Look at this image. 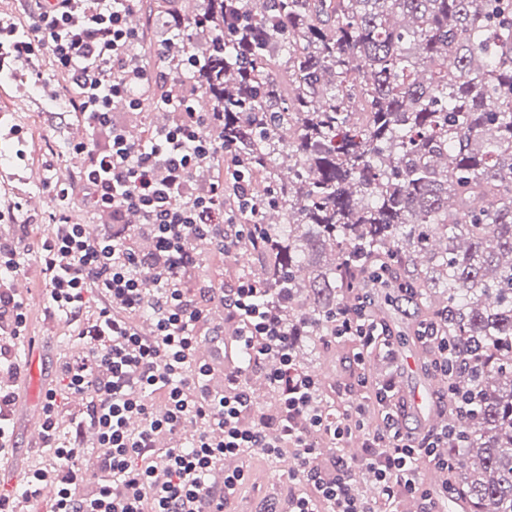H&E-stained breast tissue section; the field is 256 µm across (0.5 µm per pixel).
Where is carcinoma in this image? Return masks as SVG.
I'll list each match as a JSON object with an SVG mask.
<instances>
[{
	"mask_svg": "<svg viewBox=\"0 0 512 512\" xmlns=\"http://www.w3.org/2000/svg\"><path fill=\"white\" fill-rule=\"evenodd\" d=\"M159 0L161 66L224 113L215 135L261 187L260 277L304 328L295 356L333 341L351 284H386L448 327L477 367L448 377L478 404L448 449L467 512H512V0ZM239 28L224 35L226 14ZM203 40L201 63L178 54Z\"/></svg>",
	"mask_w": 512,
	"mask_h": 512,
	"instance_id": "cac0c4a2",
	"label": "carcinoma"
}]
</instances>
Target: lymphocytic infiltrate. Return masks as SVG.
Instances as JSON below:
<instances>
[{
  "instance_id": "obj_1",
  "label": "lymphocytic infiltrate",
  "mask_w": 512,
  "mask_h": 512,
  "mask_svg": "<svg viewBox=\"0 0 512 512\" xmlns=\"http://www.w3.org/2000/svg\"><path fill=\"white\" fill-rule=\"evenodd\" d=\"M140 2L56 0L50 8L37 2L24 25L0 21V65L47 56L73 114L101 139L94 146L71 145L80 160L73 183H48L65 207L39 252L48 309L65 312L84 347L60 364L59 381L90 399L62 434L56 393L48 391L44 443L56 462L30 471L18 494H1L0 512L39 501L49 485L55 489L51 512H227L250 481L246 460L258 451L294 459L284 512H400L407 499L417 502L418 512H440V495L422 486L418 463L450 468L437 451L456 446L460 433L444 423L419 439L404 432L396 344L365 310L336 313L334 332L355 341L361 367L360 378L343 388L352 402L337 410L322 400V381L299 365L298 331L283 322L280 302L267 299L254 274L232 277L222 295L224 318L235 348L263 372L274 397L271 412L255 413L241 367L227 368L218 387L214 366L196 358L203 332L217 337L221 331L206 326L189 240L246 245L250 222L238 206L254 196L242 177L234 194L220 178L194 183V173L218 150L210 135L218 115L197 109L193 88L172 99V123L149 128L137 142L126 138L114 117L117 108L139 110L165 76L142 62L137 48L143 35L127 24ZM79 189L90 211L111 213L117 231L94 236L70 219L66 206ZM133 219L154 240L153 266H145L135 248L127 229ZM23 264L15 246L0 244V365L6 367L12 347L27 335L28 312L4 282ZM147 272L157 291L142 287ZM91 290L102 298L93 312L85 300ZM418 338L432 354L431 372L469 367V359L449 360V337L436 324H423ZM156 401L163 414H154ZM373 405L380 419L369 428L364 418ZM133 416L141 421L135 429L126 425ZM189 421L197 434L185 447L178 433ZM89 432L95 443L89 464L82 465L78 456ZM359 432L365 438L358 465L374 476L373 496L359 488L354 466L332 474L321 462L322 449L341 448Z\"/></svg>"
}]
</instances>
